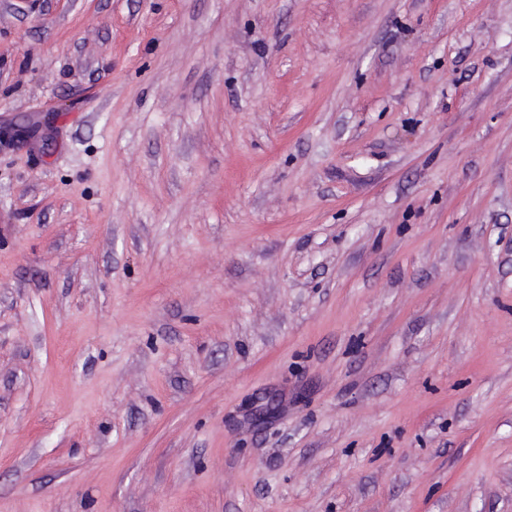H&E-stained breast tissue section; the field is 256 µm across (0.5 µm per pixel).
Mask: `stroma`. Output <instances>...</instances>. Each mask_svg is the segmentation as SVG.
<instances>
[{
	"label": "stroma",
	"instance_id": "stroma-1",
	"mask_svg": "<svg viewBox=\"0 0 512 512\" xmlns=\"http://www.w3.org/2000/svg\"><path fill=\"white\" fill-rule=\"evenodd\" d=\"M0 512H512V0H0Z\"/></svg>",
	"mask_w": 512,
	"mask_h": 512
}]
</instances>
